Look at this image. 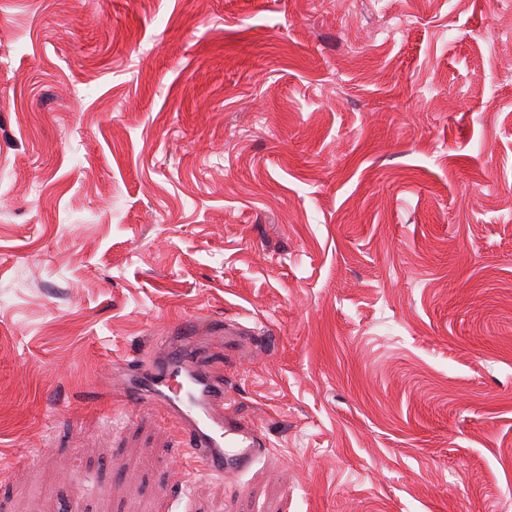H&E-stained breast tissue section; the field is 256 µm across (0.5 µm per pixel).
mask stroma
Masks as SVG:
<instances>
[{"mask_svg": "<svg viewBox=\"0 0 512 512\" xmlns=\"http://www.w3.org/2000/svg\"><path fill=\"white\" fill-rule=\"evenodd\" d=\"M188 320L244 474L109 423ZM63 500L512 512V0H0V512Z\"/></svg>", "mask_w": 512, "mask_h": 512, "instance_id": "35a3bbf8", "label": "stroma"}]
</instances>
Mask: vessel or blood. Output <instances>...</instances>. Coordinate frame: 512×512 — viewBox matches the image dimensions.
Returning a JSON list of instances; mask_svg holds the SVG:
<instances>
[{
	"instance_id": "obj_1",
	"label": "vessel or blood",
	"mask_w": 512,
	"mask_h": 512,
	"mask_svg": "<svg viewBox=\"0 0 512 512\" xmlns=\"http://www.w3.org/2000/svg\"><path fill=\"white\" fill-rule=\"evenodd\" d=\"M195 329L184 323L181 336L141 381L115 391L117 408L146 407L172 425L184 442L186 459L204 474L248 470L265 441L256 426L235 414L223 376L197 368L191 354Z\"/></svg>"
}]
</instances>
